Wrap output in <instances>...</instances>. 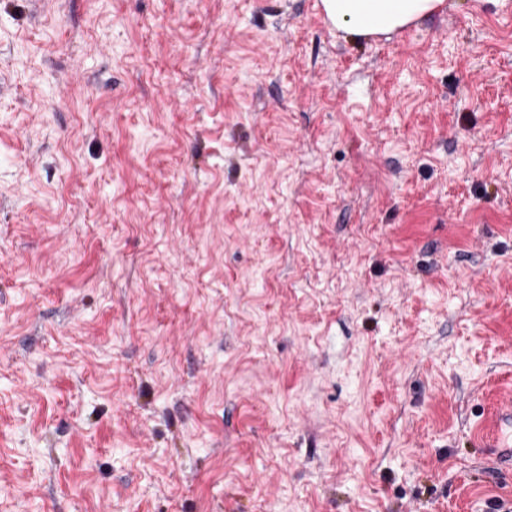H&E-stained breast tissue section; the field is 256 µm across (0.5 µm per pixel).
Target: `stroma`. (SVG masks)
Instances as JSON below:
<instances>
[{
  "label": "stroma",
  "instance_id": "35a3bbf8",
  "mask_svg": "<svg viewBox=\"0 0 512 512\" xmlns=\"http://www.w3.org/2000/svg\"><path fill=\"white\" fill-rule=\"evenodd\" d=\"M512 0H0V512H512ZM444 5L445 0H321L326 21L351 39L389 36ZM505 427H510V430L504 432ZM472 441L476 446L499 455L505 461L510 458L512 465V407L498 412L492 427L477 431L472 436Z\"/></svg>",
  "mask_w": 512,
  "mask_h": 512
}]
</instances>
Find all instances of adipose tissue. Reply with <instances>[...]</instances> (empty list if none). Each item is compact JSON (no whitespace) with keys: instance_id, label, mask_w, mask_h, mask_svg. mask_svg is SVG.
<instances>
[{"instance_id":"ef3b65f1","label":"adipose tissue","mask_w":512,"mask_h":512,"mask_svg":"<svg viewBox=\"0 0 512 512\" xmlns=\"http://www.w3.org/2000/svg\"><path fill=\"white\" fill-rule=\"evenodd\" d=\"M444 4L445 0H321L326 21L353 39L391 35Z\"/></svg>"}]
</instances>
